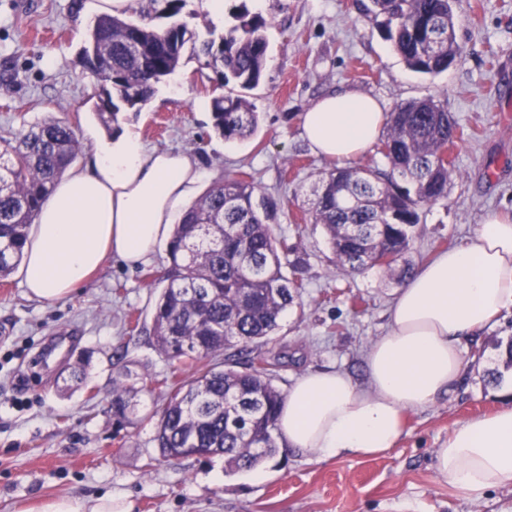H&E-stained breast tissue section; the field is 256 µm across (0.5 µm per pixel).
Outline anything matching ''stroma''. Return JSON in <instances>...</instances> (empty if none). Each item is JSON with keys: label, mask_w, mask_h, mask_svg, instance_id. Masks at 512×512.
I'll return each mask as SVG.
<instances>
[{"label": "stroma", "mask_w": 512, "mask_h": 512, "mask_svg": "<svg viewBox=\"0 0 512 512\" xmlns=\"http://www.w3.org/2000/svg\"><path fill=\"white\" fill-rule=\"evenodd\" d=\"M95 0H0V141L29 126L67 121L83 145L84 166L102 127L94 80L81 52ZM267 22L263 78L246 97L259 114L255 135L227 142L210 132L215 72L184 54L175 75L147 104L122 117L121 131L147 147L195 158L201 197L228 177L252 179L278 202V240L302 261L304 288L261 350L276 363L273 383L288 390L308 371L341 369L364 379L366 350L388 330L398 284L376 268L337 269L323 225L309 214L313 185L332 168L300 136V116L331 90L355 88L384 112L434 98L462 138L448 198L422 208L409 258L469 236L492 213L512 214V0H455L461 53L447 71H411L357 0H246ZM170 265L166 246L129 268L109 257L99 274L65 300L30 297L15 276L0 278V512L43 498L123 497L132 512H512V486L473 501L434 470L435 452L454 426L492 413L489 371H503L512 314L481 334L466 358L453 400L409 412L407 429L384 456L318 460L291 449L248 472L225 473L220 456L162 457L153 441L164 404L151 380L185 381L194 361H168L150 334ZM133 387L134 411L118 423L112 380Z\"/></svg>", "instance_id": "obj_1"}]
</instances>
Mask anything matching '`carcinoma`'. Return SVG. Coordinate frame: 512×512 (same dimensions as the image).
Segmentation results:
<instances>
[{
	"mask_svg": "<svg viewBox=\"0 0 512 512\" xmlns=\"http://www.w3.org/2000/svg\"><path fill=\"white\" fill-rule=\"evenodd\" d=\"M454 0H370L365 10L383 15L385 38L414 72L435 76L460 55ZM231 26L198 40L175 21L165 29L103 14L90 29L83 67L99 86V122L118 129L125 111L140 109L157 85L175 74L185 50L202 66L216 67L218 87L255 88L264 73L267 21L246 5L229 10ZM258 114L243 94L211 99V127L226 141L243 140L258 127ZM378 153L386 168L354 166L326 173L313 188V222L324 226L337 262L353 272L378 268L397 281L412 273L406 259L420 209L448 197L455 173L448 151L460 129L447 107L432 98L399 104L389 113ZM82 151L70 124L49 120L0 146V277L22 257L28 230L55 182ZM277 204L256 197L244 178L214 183L187 208L168 244L170 268L153 312L152 336L170 360L201 366L187 382L168 385L167 405L155 425L156 447L169 457L184 448H216L225 472L250 470L278 452L275 436L284 394L260 349L279 327L304 282L300 259L269 221ZM291 272H286V268ZM232 351L244 360L210 364ZM129 388L112 380V409L120 420L132 412Z\"/></svg>",
	"mask_w": 512,
	"mask_h": 512,
	"instance_id": "cac0c4a2",
	"label": "carcinoma"
}]
</instances>
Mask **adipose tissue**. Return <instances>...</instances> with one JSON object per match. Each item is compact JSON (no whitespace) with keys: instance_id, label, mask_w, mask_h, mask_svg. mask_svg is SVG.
<instances>
[{"instance_id":"obj_1","label":"adipose tissue","mask_w":512,"mask_h":512,"mask_svg":"<svg viewBox=\"0 0 512 512\" xmlns=\"http://www.w3.org/2000/svg\"><path fill=\"white\" fill-rule=\"evenodd\" d=\"M386 122L380 103L350 88L317 99L301 135L328 159L364 155ZM202 173L184 153L149 149L125 134L96 142L88 165L58 180L30 230L17 276L31 297L54 302L113 256L145 262L170 240L178 207ZM512 312V217L486 216L461 243L436 254L398 289L389 329L364 356L365 384L346 371H310L292 384L278 416L283 446L319 459L377 457L395 448L406 414L453 396L479 332ZM435 471L469 498L512 486V400L453 427ZM23 512H130L119 498L55 497Z\"/></svg>"}]
</instances>
